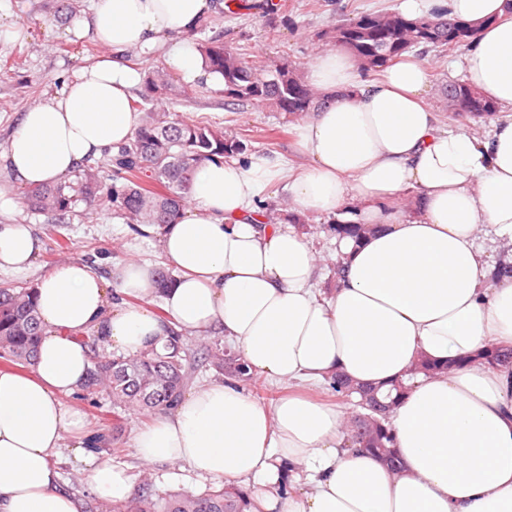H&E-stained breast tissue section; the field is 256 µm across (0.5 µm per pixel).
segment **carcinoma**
<instances>
[{
	"instance_id": "obj_1",
	"label": "carcinoma",
	"mask_w": 512,
	"mask_h": 512,
	"mask_svg": "<svg viewBox=\"0 0 512 512\" xmlns=\"http://www.w3.org/2000/svg\"><path fill=\"white\" fill-rule=\"evenodd\" d=\"M212 21H200L194 33L209 70L224 82V97L256 107H269L299 117L321 104L320 93L300 75L299 68L284 62L273 68L245 59L220 33L208 35ZM476 27L445 12L411 18L397 11L362 12L332 30L334 42L347 49L363 74L377 72L402 54L419 47H454L475 36ZM186 95L161 67L148 72L144 88L132 109L141 113L133 138L102 163L85 165L74 179L28 189L23 203L53 224H68L80 202L111 211L137 231L142 224H169L186 206L192 171L202 160L239 157L251 151L248 141L218 124L191 121L170 110L169 97ZM448 103L458 115L489 116L494 104L465 85L447 87ZM112 168L107 183L104 168ZM40 325L31 288H0V357L13 364L33 365ZM87 347L92 363L89 386L112 395V405L132 409L145 417L167 412L192 381L189 339L174 333L162 352L109 358L96 340L77 338ZM482 358L490 364L512 367V346L489 345ZM211 366L240 382L253 383L240 356L220 345L207 350ZM448 364L420 359L408 374L438 375ZM336 400L347 405L346 428L353 448L374 453L387 469L397 474L401 464L390 423L391 413L408 390L404 380L386 390L356 385L343 374L329 384ZM247 493L233 485L203 493L173 494L155 500L137 491L110 512H246Z\"/></svg>"
}]
</instances>
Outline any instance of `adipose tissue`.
<instances>
[{
	"label": "adipose tissue",
	"mask_w": 512,
	"mask_h": 512,
	"mask_svg": "<svg viewBox=\"0 0 512 512\" xmlns=\"http://www.w3.org/2000/svg\"><path fill=\"white\" fill-rule=\"evenodd\" d=\"M479 27L460 62L466 85L492 101L488 134L451 131L429 104V68L405 54L377 80L328 51L308 79L328 95L296 125L308 160L297 176L262 161L196 165L182 215L158 228L162 263L130 261L101 277L72 261L34 284L43 336L32 371L0 369V512H83L54 463L65 436L93 494L119 504L126 469L85 454L81 411L62 395L91 363L76 342L92 331L129 355L161 349L171 331L235 342L249 370L290 386L265 406L221 381L185 393L138 428L135 457L197 477L251 486L253 512H512V368L489 365L488 343L512 346V274L478 249L484 228L512 241V10L506 0H405ZM216 0H93L75 18L108 53L18 119L0 169L12 184H51L127 143L142 76L129 51L165 49L185 79L215 82L190 32ZM281 182L300 213L367 225L336 238L333 288L318 286L316 253L288 221L267 223L259 192ZM411 197L412 210L399 201ZM41 250L26 224H0V269H29ZM173 267L160 287L161 266ZM161 299L164 316L151 305ZM453 362L416 375L391 424L403 461L394 476L345 448L343 407L304 395L334 373L380 385L419 358Z\"/></svg>",
	"instance_id": "1"
}]
</instances>
